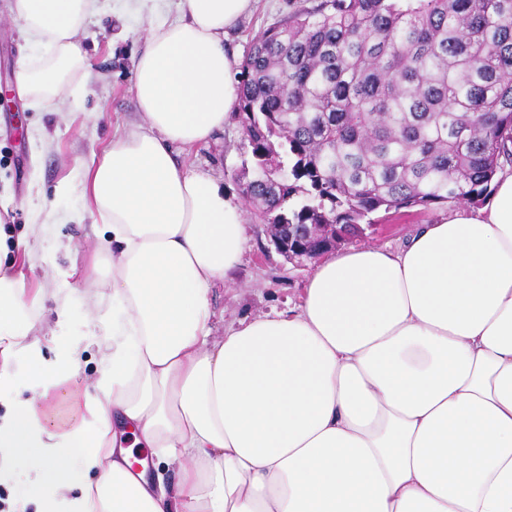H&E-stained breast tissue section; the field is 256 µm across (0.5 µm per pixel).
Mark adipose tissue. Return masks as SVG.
<instances>
[{
    "instance_id": "adipose-tissue-1",
    "label": "adipose tissue",
    "mask_w": 512,
    "mask_h": 512,
    "mask_svg": "<svg viewBox=\"0 0 512 512\" xmlns=\"http://www.w3.org/2000/svg\"><path fill=\"white\" fill-rule=\"evenodd\" d=\"M158 0H125L155 14ZM253 0H180L134 63L140 123L80 165L110 276L90 288L101 370L42 361L28 294L0 253V396L32 360V398L0 423L13 512H512V175L490 202L397 251L331 252L300 303L212 334L211 295L246 244L241 200L178 163L235 110L224 38ZM46 102L83 66L98 0H12ZM176 474L166 483L165 472Z\"/></svg>"
}]
</instances>
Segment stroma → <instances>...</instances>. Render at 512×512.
Listing matches in <instances>:
<instances>
[{"label": "stroma", "instance_id": "1", "mask_svg": "<svg viewBox=\"0 0 512 512\" xmlns=\"http://www.w3.org/2000/svg\"><path fill=\"white\" fill-rule=\"evenodd\" d=\"M112 2L102 0L101 12L80 34L86 63L72 73L70 81L83 89L84 102L75 110L65 100L35 109L29 97L19 94L14 74L28 51L21 24L9 12V0H0V79L5 80L9 93L7 103L0 104V194L5 195L7 207L0 216V248L14 255L16 270L28 288L42 290L47 297L44 309L37 313L44 362L54 361L61 346L82 347L79 382L83 385L90 384L99 370L83 306V290L94 277L91 259L97 238L92 218L80 224L72 221L68 200H55L54 192L64 183H77L78 162L96 158L114 135L140 120L133 64L147 43L149 20L137 17L118 23ZM300 4L301 0H254L251 12L232 28L230 48L245 57L259 31L287 17ZM250 157L239 116L234 113L209 143L181 154L180 159L190 168L210 172L226 193L237 195L242 163ZM53 203L58 206L55 222L40 224L39 213ZM448 213L443 206L383 214L378 224L366 228L363 236L345 241L344 246L395 251L420 225L441 222ZM35 223L40 226L42 250L39 259L31 261L19 251L18 243ZM247 233L240 266L212 293L213 333L217 336L237 320L285 311L299 303L316 266L312 260H286L269 243L262 225L249 224ZM58 298L70 305V316L62 323L54 313Z\"/></svg>", "mask_w": 512, "mask_h": 512}]
</instances>
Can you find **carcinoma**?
Returning <instances> with one entry per match:
<instances>
[{
  "mask_svg": "<svg viewBox=\"0 0 512 512\" xmlns=\"http://www.w3.org/2000/svg\"><path fill=\"white\" fill-rule=\"evenodd\" d=\"M242 74L258 224L479 204L512 166V0H319L259 32Z\"/></svg>",
  "mask_w": 512,
  "mask_h": 512,
  "instance_id": "obj_1",
  "label": "carcinoma"
}]
</instances>
